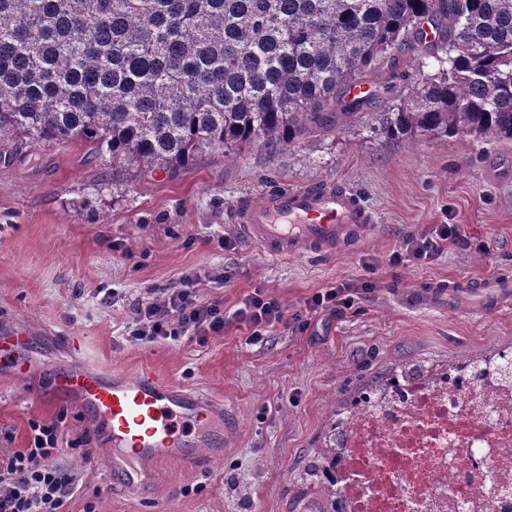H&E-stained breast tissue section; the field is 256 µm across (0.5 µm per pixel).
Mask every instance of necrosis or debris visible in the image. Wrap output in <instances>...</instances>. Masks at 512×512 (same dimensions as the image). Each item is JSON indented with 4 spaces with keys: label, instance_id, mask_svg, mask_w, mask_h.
Listing matches in <instances>:
<instances>
[{
    "label": "necrosis or debris",
    "instance_id": "1",
    "mask_svg": "<svg viewBox=\"0 0 512 512\" xmlns=\"http://www.w3.org/2000/svg\"><path fill=\"white\" fill-rule=\"evenodd\" d=\"M342 512H512V380L398 376L345 415Z\"/></svg>",
    "mask_w": 512,
    "mask_h": 512
}]
</instances>
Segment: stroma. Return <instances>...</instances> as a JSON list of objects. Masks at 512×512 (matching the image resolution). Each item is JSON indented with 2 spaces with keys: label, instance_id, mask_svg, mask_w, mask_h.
Segmentation results:
<instances>
[{
  "label": "stroma",
  "instance_id": "35a3bbf8",
  "mask_svg": "<svg viewBox=\"0 0 512 512\" xmlns=\"http://www.w3.org/2000/svg\"><path fill=\"white\" fill-rule=\"evenodd\" d=\"M434 72L416 48L395 71L367 76L391 93L346 127L228 162L205 152L173 177L113 176L111 163L81 144L20 162L14 144L0 143V328L25 327L34 339L30 370L0 373V449L25 447L33 419H61L64 441L83 438L89 458H57L78 475L63 512H84L90 501L96 512H303V500L320 493L300 474L332 405L400 365L512 349V306L452 307L425 290L512 273V140H390L371 131L379 113ZM319 181L357 190L374 212L378 227L359 248L277 258L230 227L238 198ZM437 224L459 225L466 245L430 263L390 266L405 236ZM227 236L235 249L222 247ZM188 274L202 299L223 305V335L203 344L128 336L132 306ZM340 286L360 289L351 308L304 312L307 298ZM257 289L302 318L252 343L231 315ZM76 335L83 351L70 345ZM144 367L229 407L238 434L222 457L155 466L148 492H118L103 463L106 436L54 380Z\"/></svg>",
  "mask_w": 512,
  "mask_h": 512
}]
</instances>
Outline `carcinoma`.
Listing matches in <instances>:
<instances>
[{
	"label": "carcinoma",
	"mask_w": 512,
	"mask_h": 512,
	"mask_svg": "<svg viewBox=\"0 0 512 512\" xmlns=\"http://www.w3.org/2000/svg\"><path fill=\"white\" fill-rule=\"evenodd\" d=\"M423 20L438 70L372 132L512 140V0H0V137L171 176L205 151L300 144L360 113L345 97ZM341 417L305 464L320 512H340Z\"/></svg>",
	"instance_id": "cac0c4a2"
}]
</instances>
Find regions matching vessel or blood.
I'll return each instance as SVG.
<instances>
[{"mask_svg": "<svg viewBox=\"0 0 512 512\" xmlns=\"http://www.w3.org/2000/svg\"><path fill=\"white\" fill-rule=\"evenodd\" d=\"M231 224L250 242L278 257L350 250L371 236L373 212L355 191L335 182L274 187L260 198L235 202ZM430 293L475 300L486 309L512 305V276L455 279L429 285ZM28 332H0V371L27 367ZM59 391L110 439L107 468L118 491L147 490L148 464L178 461L195 466L202 456L221 457L236 431L231 414L217 416L210 400L148 368L108 374L99 369L65 374Z\"/></svg>", "mask_w": 512, "mask_h": 512, "instance_id": "b4317fda", "label": "vessel or blood"}]
</instances>
